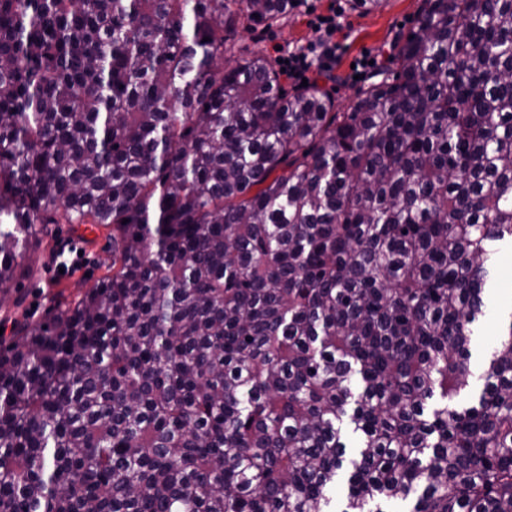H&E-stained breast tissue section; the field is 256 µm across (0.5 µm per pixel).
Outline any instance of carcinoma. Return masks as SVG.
<instances>
[{"label":"carcinoma","instance_id":"1","mask_svg":"<svg viewBox=\"0 0 512 512\" xmlns=\"http://www.w3.org/2000/svg\"><path fill=\"white\" fill-rule=\"evenodd\" d=\"M292 0H0V512H512V0H422L345 110L239 28ZM208 41H203V38ZM347 493L336 506V481ZM51 226L55 227V238L49 239V248L52 249L53 255L59 241L70 240L76 247L77 253L67 256L68 263L74 259L79 263V268L65 275H59L56 271L55 265L58 270L63 268L64 273L69 272L73 266V261L69 265L65 259L59 261L65 257L66 253H72L69 243L62 244L58 248L55 265L53 256H48L49 250L46 251V258H43L45 255L43 247L29 249L24 258V265L32 268L35 275L29 279H17L9 285L7 295L12 298L11 304L1 307V304L7 302V298L1 296L0 327L4 328L1 338L11 336L12 321L5 318L6 314L19 319L27 314L32 321H40L45 316L53 296L63 293L65 296L75 297L108 273L107 267L111 263L108 229L92 228L90 224H53ZM79 251H83L82 256H79ZM45 260L46 264L43 266ZM86 273H90V277H85ZM18 296L23 299V304L16 308L13 303ZM33 304H36L35 308H32ZM511 298L512 260L509 255L503 256L502 258L498 287L491 296L490 308L478 336H475V350L477 355H481L486 351L498 334L501 318L510 314Z\"/></svg>","mask_w":512,"mask_h":512}]
</instances>
